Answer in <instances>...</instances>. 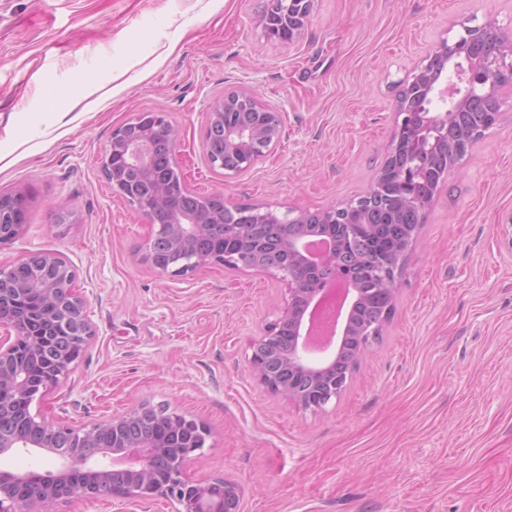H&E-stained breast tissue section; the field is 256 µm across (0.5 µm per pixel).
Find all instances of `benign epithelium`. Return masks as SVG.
I'll return each instance as SVG.
<instances>
[{"instance_id": "benign-epithelium-1", "label": "benign epithelium", "mask_w": 512, "mask_h": 512, "mask_svg": "<svg viewBox=\"0 0 512 512\" xmlns=\"http://www.w3.org/2000/svg\"><path fill=\"white\" fill-rule=\"evenodd\" d=\"M311 0H271L263 17L266 36L282 43L292 41L303 28ZM512 82V38L489 20L467 27L456 38L442 40L400 90L396 100L399 134L412 140L413 154L400 156L401 138L390 147L387 159L364 195L340 207L308 212L277 213L256 206L234 204L221 194L203 200L204 207L183 212L172 204L169 181L155 173L153 156L159 142L167 147L171 170L179 172V131L163 112H143L113 130L102 169L112 191L144 215L152 228L145 260L172 277H182L207 265L245 268L240 247L248 224H334L368 221V209L397 181L394 196L404 209H422L430 201L420 187L434 159L448 154L459 161L468 152L463 132L448 142V115L468 112L483 115L500 106L499 91ZM282 113L260 102L246 89L230 90L209 107L203 153L210 167L234 176L251 169L279 143ZM220 142H215V134ZM138 174L132 181L130 171ZM165 213L164 221L157 219ZM26 198L21 193H0V244L15 238L25 223ZM232 227L224 234L230 244L221 251L200 247L211 227ZM318 233L282 237L290 264L267 269L284 285L283 306L252 345L250 366L272 393L313 413L346 389L349 378L336 379V363L355 365L369 344L351 353L357 335L373 338L377 326L359 327L355 313L364 299L363 289L343 276L317 288L307 287L308 271L333 268L336 251L314 257L305 252V241ZM161 240L168 250L160 263L152 242ZM16 266L30 268V277L19 281L13 269H0V455L19 448L33 450L50 461V469L14 473L0 471V512H39L67 497L172 500L173 512H240L241 487L221 478L198 482L184 477V468L205 447L207 427L162 407L139 405L121 415L74 428L45 414L34 416L30 405L48 385L66 376L76 360L71 342L87 343L94 336L84 296L76 289V272L59 254L35 251ZM374 277L396 299L397 276L389 267ZM291 340L288 351L278 354L273 345L283 328ZM34 364H45L54 374L40 381L30 374ZM149 416L170 429L188 435L185 448L172 453L169 433L133 432ZM112 434V446L102 438Z\"/></svg>"}]
</instances>
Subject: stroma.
I'll return each mask as SVG.
<instances>
[{"mask_svg": "<svg viewBox=\"0 0 512 512\" xmlns=\"http://www.w3.org/2000/svg\"><path fill=\"white\" fill-rule=\"evenodd\" d=\"M267 2L0 0V192L27 198L0 268L61 254L96 327L31 412L81 427L149 404L203 422L210 435L184 473L237 483L241 512H512V84L426 210L382 342L325 412L251 370V345L283 305L273 276L215 265L172 279L142 259L150 227L102 170L113 130L138 113L179 127L196 194L329 209L373 181L397 84L441 39L490 18L512 34V0H312L300 34L280 43L263 29ZM238 87L284 128L228 178L202 142L209 102ZM48 512L172 505L70 498Z\"/></svg>", "mask_w": 512, "mask_h": 512, "instance_id": "obj_1", "label": "stroma"}]
</instances>
